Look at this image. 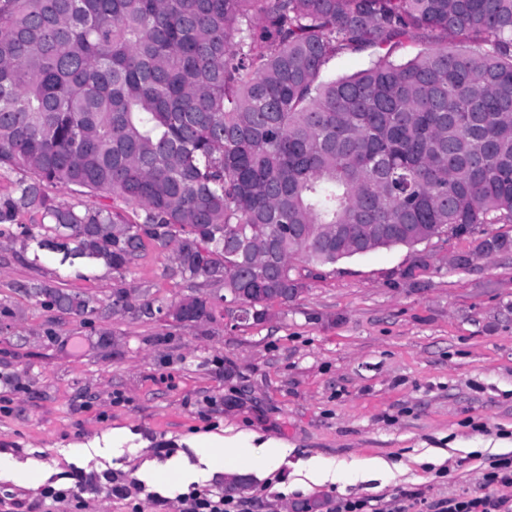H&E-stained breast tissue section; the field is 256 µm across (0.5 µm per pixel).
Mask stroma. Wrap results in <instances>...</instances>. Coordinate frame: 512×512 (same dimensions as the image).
Instances as JSON below:
<instances>
[{"mask_svg": "<svg viewBox=\"0 0 512 512\" xmlns=\"http://www.w3.org/2000/svg\"><path fill=\"white\" fill-rule=\"evenodd\" d=\"M341 259L259 324L217 320L179 328L128 315L94 328L44 308L18 284L45 280L104 298L117 276L75 278L58 254L0 240V454L37 465L38 488L0 478L11 512H181L180 491L151 469L199 465L200 435L273 439L274 472L247 470L199 487L228 493L233 512H333L340 499H377L391 512L409 491L432 500L476 494L493 457L512 454V250L484 256L483 233ZM168 256L147 251L124 279L169 302L189 294ZM127 428L135 455L107 454ZM443 452L441 464L424 455ZM393 470L365 480V459ZM331 463L335 480L298 484L296 470ZM83 483L82 501L46 506L43 490Z\"/></svg>", "mask_w": 512, "mask_h": 512, "instance_id": "1", "label": "stroma"}]
</instances>
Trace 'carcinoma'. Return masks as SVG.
<instances>
[{"label":"carcinoma","mask_w":512,"mask_h":512,"mask_svg":"<svg viewBox=\"0 0 512 512\" xmlns=\"http://www.w3.org/2000/svg\"><path fill=\"white\" fill-rule=\"evenodd\" d=\"M421 30L456 44L392 60ZM365 48L368 68L324 79ZM2 168L29 178L0 197V237L35 211L38 248L118 274L150 243L197 288L170 324L215 322L234 290L260 324L343 257L512 224V0H0ZM19 288L84 323L129 296L136 318L174 306L122 281Z\"/></svg>","instance_id":"carcinoma-1"}]
</instances>
